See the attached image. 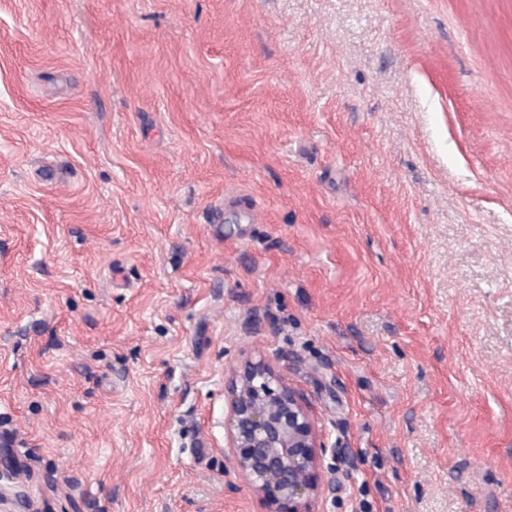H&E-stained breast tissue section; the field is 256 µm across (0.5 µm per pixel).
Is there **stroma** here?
<instances>
[{
    "label": "stroma",
    "instance_id": "obj_1",
    "mask_svg": "<svg viewBox=\"0 0 512 512\" xmlns=\"http://www.w3.org/2000/svg\"><path fill=\"white\" fill-rule=\"evenodd\" d=\"M512 512V0H0V512ZM232 380L225 428L236 469L265 512H313L336 490V471L322 468L326 446L303 394L261 359L244 362Z\"/></svg>",
    "mask_w": 512,
    "mask_h": 512
}]
</instances>
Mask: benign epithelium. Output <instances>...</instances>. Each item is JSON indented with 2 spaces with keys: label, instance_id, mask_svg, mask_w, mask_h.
<instances>
[{
  "label": "benign epithelium",
  "instance_id": "1",
  "mask_svg": "<svg viewBox=\"0 0 512 512\" xmlns=\"http://www.w3.org/2000/svg\"><path fill=\"white\" fill-rule=\"evenodd\" d=\"M225 428L235 467L265 512H313L321 494L336 490L306 399L267 362L248 360L236 372Z\"/></svg>",
  "mask_w": 512,
  "mask_h": 512
}]
</instances>
